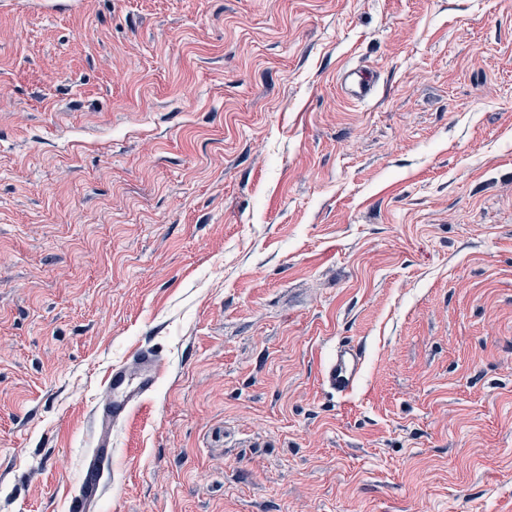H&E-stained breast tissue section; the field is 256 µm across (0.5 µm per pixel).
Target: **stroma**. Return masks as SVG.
<instances>
[{"instance_id": "stroma-1", "label": "stroma", "mask_w": 512, "mask_h": 512, "mask_svg": "<svg viewBox=\"0 0 512 512\" xmlns=\"http://www.w3.org/2000/svg\"><path fill=\"white\" fill-rule=\"evenodd\" d=\"M139 348L95 512H512V0H0V512ZM339 81L346 95L358 102L371 98L376 89L374 75L357 68L343 70ZM364 361V348L360 343H339L323 366V385L338 395L349 394L360 379Z\"/></svg>"}]
</instances>
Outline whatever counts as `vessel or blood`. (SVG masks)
I'll return each mask as SVG.
<instances>
[{
    "label": "vessel or blood",
    "mask_w": 512,
    "mask_h": 512,
    "mask_svg": "<svg viewBox=\"0 0 512 512\" xmlns=\"http://www.w3.org/2000/svg\"><path fill=\"white\" fill-rule=\"evenodd\" d=\"M340 84L346 95L358 102L368 100L375 92L373 74L357 68L343 70ZM364 361L361 344L337 345L323 366V385L336 394H349L360 379ZM160 371V359L149 349L138 350L128 362L113 368L105 396L95 411L100 431L97 448L86 466V475L78 496L72 501L71 512H91L94 508L102 493L101 465L112 456V429L125 421L133 408L155 390Z\"/></svg>",
    "instance_id": "b4317fda"
}]
</instances>
